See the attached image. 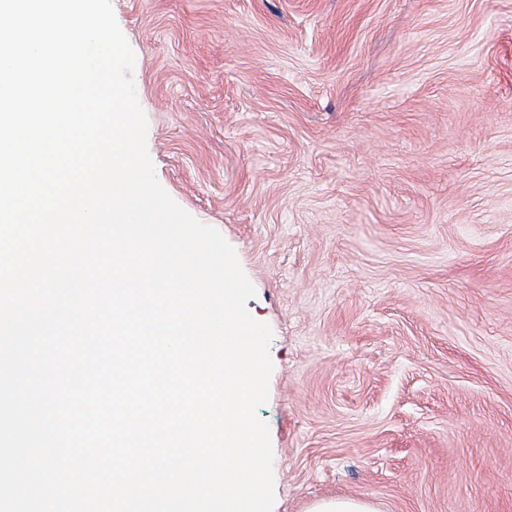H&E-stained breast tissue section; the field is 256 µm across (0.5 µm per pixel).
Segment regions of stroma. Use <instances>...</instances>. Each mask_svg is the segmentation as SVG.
Wrapping results in <instances>:
<instances>
[{"label":"stroma","instance_id":"obj_1","mask_svg":"<svg viewBox=\"0 0 512 512\" xmlns=\"http://www.w3.org/2000/svg\"><path fill=\"white\" fill-rule=\"evenodd\" d=\"M111 4L273 331L272 512H512V0ZM308 512H380L377 506L366 499L333 497L315 501Z\"/></svg>","mask_w":512,"mask_h":512}]
</instances>
